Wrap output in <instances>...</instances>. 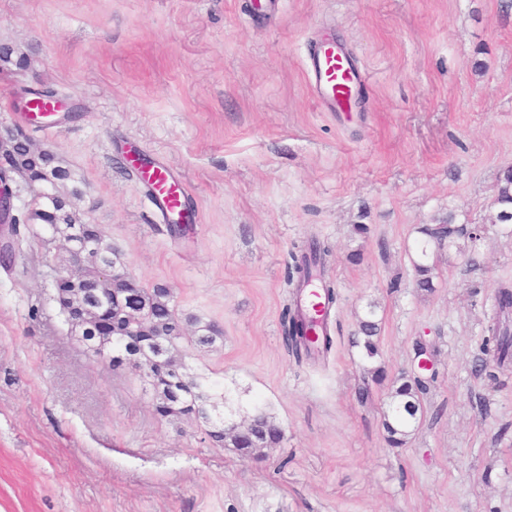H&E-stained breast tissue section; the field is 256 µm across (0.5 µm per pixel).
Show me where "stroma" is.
Wrapping results in <instances>:
<instances>
[{"instance_id":"obj_1","label":"stroma","mask_w":512,"mask_h":512,"mask_svg":"<svg viewBox=\"0 0 512 512\" xmlns=\"http://www.w3.org/2000/svg\"><path fill=\"white\" fill-rule=\"evenodd\" d=\"M329 36L365 78L362 109L308 89L306 45ZM1 43L31 66L0 68V134L22 129L78 175L84 220L128 272L221 330L213 348L182 343L192 372L285 436L245 460L204 423L157 416L139 372L69 336L49 246L24 224L26 247L0 265V512H512V361L497 364L485 330L495 289L512 287V236L487 221L512 167V0H0ZM28 88L77 117L23 122ZM133 151L180 182L186 236L154 210ZM450 215L480 228V249L440 250L420 290V229ZM311 238L332 247L339 299L331 351L298 365L284 276ZM370 310L372 358L356 343ZM379 365L428 387L400 448L387 385L358 399Z\"/></svg>"}]
</instances>
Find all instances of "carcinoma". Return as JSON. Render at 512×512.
<instances>
[{"label": "carcinoma", "instance_id": "carcinoma-1", "mask_svg": "<svg viewBox=\"0 0 512 512\" xmlns=\"http://www.w3.org/2000/svg\"><path fill=\"white\" fill-rule=\"evenodd\" d=\"M13 48L8 45L0 46V63L14 64L18 69L24 70L29 66V60L24 55L12 59ZM4 159L14 175L24 183L35 182L50 187L53 197L31 195L22 218L0 216V222L10 225L13 239L0 244V263L9 267L16 252L21 250L22 239L18 238L16 224H38L43 227L47 237L44 241H51L53 230L58 224H66L86 231L97 230V225L83 221L78 209V201L82 198V191L74 173L51 150L42 148L30 151L23 146L16 145L13 139L4 142ZM491 224L512 223V169L503 171L499 177L498 195L495 200V210L489 214ZM426 236L416 251V258L412 265L416 277L417 287L430 291L433 289L434 264L430 263V255L434 249H442L455 244L460 237L468 239L470 249L476 250L481 236L475 232L467 231L463 225L453 223V216H448L440 224H430L422 229ZM332 253L329 243L312 238L307 241L293 244L289 253L290 262L287 266L285 282L289 287L300 290L306 279L314 273L322 277V288L326 309H332L337 299L333 282L325 279L327 257ZM142 292V317L155 323L161 329L160 344L165 356L178 365L183 373V383H159L152 389L155 412L162 418L191 417L194 415L192 401L200 392H205V378L187 372L183 356L179 349L181 339L187 337L182 331V322L177 317L174 306L171 305L170 295L156 292L140 282H135ZM82 287L93 291L98 287L97 259L90 257L85 261L84 279ZM53 294L51 300L63 306L67 304L68 288L65 274L52 277ZM497 313H505L512 309V291L506 286L499 287L494 294ZM283 338L294 362L301 365L320 356L324 357L333 345L332 337L325 333L321 336L311 335V326L297 309L286 308L281 318ZM379 325L374 320V310H369L365 318L359 322V333L363 335V348L366 355L372 358L378 354ZM489 335L496 340L498 363L512 359V332L500 327L499 319L487 327ZM221 332L213 326L206 325L192 332L189 341L201 349L210 348L219 338ZM427 386L419 377H401L393 381L388 395L392 418L384 422L387 441L393 447H402L407 443L411 432L419 424L418 414L422 412V396ZM210 403L209 414L200 416L203 422L209 424L207 435L212 443L220 448H232L242 457L249 459L263 458L264 450L279 445L284 438V430L276 423L273 417L266 413H255L241 422L224 421V405L227 398L224 394L207 396Z\"/></svg>", "mask_w": 512, "mask_h": 512}]
</instances>
